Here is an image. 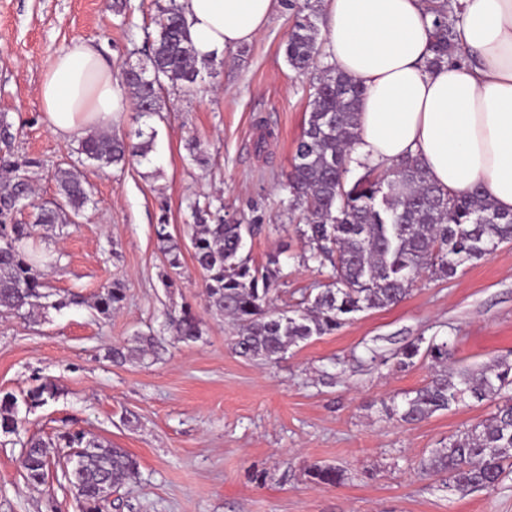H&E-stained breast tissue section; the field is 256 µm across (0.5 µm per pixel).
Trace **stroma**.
I'll list each match as a JSON object with an SVG mask.
<instances>
[{"mask_svg":"<svg viewBox=\"0 0 512 512\" xmlns=\"http://www.w3.org/2000/svg\"><path fill=\"white\" fill-rule=\"evenodd\" d=\"M122 1L119 11L115 0H0V116L14 134L0 155L41 160L29 173L35 203L56 198V168L77 161V138L48 127L43 75L78 39L93 43L114 74L137 62L155 6ZM293 2L277 0L266 29L221 52L193 93L165 92L162 117L131 110L113 121L126 138L155 129L148 160L84 167L93 196L78 222L37 230L36 246L55 259L50 288L78 301L28 318L0 312V398L15 397L23 420L17 432L0 431V512H83L61 471L31 484L20 463L30 437L55 444L65 431L136 459L137 478L112 495L107 512H512V469L495 489L451 495L422 467L448 437L488 418L489 402L469 400L416 424L388 413L432 373L422 357L398 368L407 342L452 343L458 369L512 352V243L450 279L422 275L402 302L357 313L275 363L238 356L231 325L207 309L187 208L198 198L222 197L225 216L261 225L241 254L259 267L279 256L286 276L275 307H297L326 281L317 263L301 259V212L280 205L312 83L285 56ZM191 138L208 166L189 160ZM162 224L180 249L175 269L157 237ZM112 283L125 298L105 316L93 303ZM187 304L201 319L194 342L166 324ZM140 336L154 337L153 352L113 364L110 349ZM44 383L54 398L29 406L28 392ZM311 464L339 468L344 479L315 484Z\"/></svg>","mask_w":512,"mask_h":512,"instance_id":"stroma-1","label":"stroma"}]
</instances>
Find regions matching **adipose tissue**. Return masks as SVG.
I'll return each mask as SVG.
<instances>
[{
  "label": "adipose tissue",
  "mask_w": 512,
  "mask_h": 512,
  "mask_svg": "<svg viewBox=\"0 0 512 512\" xmlns=\"http://www.w3.org/2000/svg\"><path fill=\"white\" fill-rule=\"evenodd\" d=\"M197 60L252 41L275 0H178ZM464 61L429 70L427 0H323V52L365 89L353 155L388 168L420 156L429 180L455 194L482 186L512 212V0H460ZM51 131L62 138L104 126L130 100L111 65L72 41L39 88Z\"/></svg>",
  "instance_id": "adipose-tissue-1"
}]
</instances>
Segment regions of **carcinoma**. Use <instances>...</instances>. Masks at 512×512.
Listing matches in <instances>:
<instances>
[{"label": "carcinoma", "mask_w": 512, "mask_h": 512, "mask_svg": "<svg viewBox=\"0 0 512 512\" xmlns=\"http://www.w3.org/2000/svg\"><path fill=\"white\" fill-rule=\"evenodd\" d=\"M433 31L432 56L426 68L435 69L462 53L459 6L436 0L429 8ZM155 33L145 59L123 69L127 93L141 118L164 111L162 91L192 90L200 75L191 35L177 0H156ZM290 67L306 75L322 54L321 16L306 0L295 14L285 47ZM364 89L334 67L312 82L311 112L295 146L291 170L281 183L280 203L303 212L305 224L297 233L308 247L306 259L326 270L328 283L297 309L272 307L273 293L283 277L279 256L262 268L240 258L244 237L262 228L224 220V202L204 198L190 205L194 259L204 273L210 311L229 317L235 326L232 349L242 357L276 362L288 347L339 329L345 316L364 309H382L402 301L422 273L449 278L465 262L490 256L502 243H512V214L496 210L483 189L462 195L444 192L428 180L419 158L408 156L379 173L367 162L352 157L358 141L359 104ZM154 134L137 143L112 129L89 132L78 141L77 164L54 173L58 197L34 207L30 224L12 223L13 215L31 190L28 172L40 160L0 157V310L28 317L50 296L42 266L51 262L29 247L36 228L65 225L82 215L91 202V189L81 166L97 168L147 158ZM186 149L200 167L209 156L196 140ZM363 169L349 181L355 168ZM124 300L114 283L98 295L96 307L109 315ZM170 327L184 341L201 336L200 320L189 308L170 319ZM154 348L141 337L134 347L112 349V362L121 365L135 353ZM421 341L402 347L398 364L408 367L421 354ZM425 357L435 366L429 381L391 409L406 424L445 411L466 398L492 401L494 412L450 437L436 449L427 468L448 475L443 487L450 494L494 489L512 467V357L501 356L479 370L448 367L453 351L448 342L431 343ZM54 398V387L43 384L29 392L32 406ZM19 427L17 400L0 399V429ZM65 448H84L76 491L84 512H103L102 487L116 489L136 477L137 462L124 448H117L81 431L58 437ZM22 466L26 479L42 483L49 469L48 445L40 438L26 443ZM309 477L319 485H336L342 471L312 465Z\"/></svg>", "instance_id": "carcinoma-1"}]
</instances>
